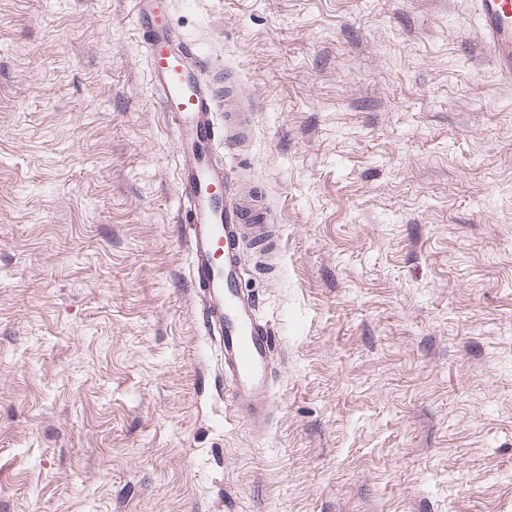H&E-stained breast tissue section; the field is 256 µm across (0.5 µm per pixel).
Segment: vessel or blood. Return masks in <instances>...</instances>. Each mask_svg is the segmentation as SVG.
<instances>
[{
    "instance_id": "b4317fda",
    "label": "vessel or blood",
    "mask_w": 512,
    "mask_h": 512,
    "mask_svg": "<svg viewBox=\"0 0 512 512\" xmlns=\"http://www.w3.org/2000/svg\"><path fill=\"white\" fill-rule=\"evenodd\" d=\"M160 0H135L141 45L150 60L157 104L179 147V222L190 257L189 280L199 318L214 336L220 377L236 417L256 433L273 413L271 383L279 339L263 322L258 302L238 286L246 236L274 237L266 208L255 193L236 188L235 169L220 162L217 144L233 146L253 121L242 108L216 124L221 88L194 65L195 51L159 20ZM481 40L497 72L512 80V0H476Z\"/></svg>"
}]
</instances>
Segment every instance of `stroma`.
<instances>
[{"instance_id":"35a3bbf8","label":"stroma","mask_w":512,"mask_h":512,"mask_svg":"<svg viewBox=\"0 0 512 512\" xmlns=\"http://www.w3.org/2000/svg\"><path fill=\"white\" fill-rule=\"evenodd\" d=\"M255 114L262 438L189 284L135 0H0V512H512V83L473 0H167Z\"/></svg>"}]
</instances>
